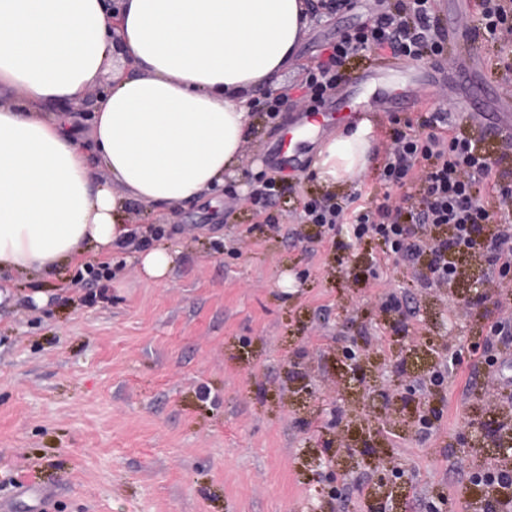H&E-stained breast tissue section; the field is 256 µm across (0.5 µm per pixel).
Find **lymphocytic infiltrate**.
I'll return each mask as SVG.
<instances>
[{
	"mask_svg": "<svg viewBox=\"0 0 512 512\" xmlns=\"http://www.w3.org/2000/svg\"><path fill=\"white\" fill-rule=\"evenodd\" d=\"M482 20L461 22L465 35L495 43L512 41V0H481ZM447 40L436 0H378L371 20L350 27L331 44L325 58L301 68V84L312 100L331 96L350 57L373 48L418 62L440 57ZM425 137L393 127L381 178L405 186L404 205L391 206L370 187L351 207L327 196L310 199L302 219L310 224H348L356 238H369L380 259L397 256L414 267L411 285L427 290L456 281L457 260L485 258L499 279L512 275V144L481 149L470 131L449 124L441 106L419 118ZM493 177L496 195L485 198L476 181Z\"/></svg>",
	"mask_w": 512,
	"mask_h": 512,
	"instance_id": "obj_1",
	"label": "lymphocytic infiltrate"
}]
</instances>
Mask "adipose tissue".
I'll use <instances>...</instances> for the list:
<instances>
[{
    "instance_id": "adipose-tissue-1",
    "label": "adipose tissue",
    "mask_w": 512,
    "mask_h": 512,
    "mask_svg": "<svg viewBox=\"0 0 512 512\" xmlns=\"http://www.w3.org/2000/svg\"><path fill=\"white\" fill-rule=\"evenodd\" d=\"M308 24L304 0H0V272L111 253L124 198L174 207L235 175L249 94L294 63ZM96 84L88 140L45 115ZM372 148L366 122L330 138L323 184L361 175Z\"/></svg>"
}]
</instances>
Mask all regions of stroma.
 <instances>
[{"mask_svg": "<svg viewBox=\"0 0 512 512\" xmlns=\"http://www.w3.org/2000/svg\"><path fill=\"white\" fill-rule=\"evenodd\" d=\"M477 0H440L449 37L446 59L472 50L496 54L495 44H467L457 35L461 15L477 19ZM373 0L314 20L295 66L280 76L302 101L299 65L313 62L350 26L370 19ZM360 52L345 83L368 75V93L392 94L429 62L393 72ZM297 112L279 119L253 116L242 153L244 186L226 181L215 194L170 209L127 200L122 223L137 234L106 259L112 279L106 298L90 301L80 270L44 282L23 272L0 277V499L12 512H310L330 484L315 465L336 445H364L367 427H383L387 400L368 401L375 381L392 387L382 361L391 343L383 311L387 295L415 308L412 349L433 352L435 365L464 348L446 378V397L434 432L389 434L374 443L405 471L409 492L392 512H430L441 490L451 512H476L461 498L470 471L461 438L470 413L461 393L471 366L480 370L482 415L489 426L512 419V404L496 386L466 313L474 277L490 281L478 260H459L454 287L418 291L405 265L372 262L364 243L338 249L346 225L301 222L305 201L332 195L350 200L364 184L401 202L403 190L377 183L391 115L373 123L378 152L361 178L325 187L316 169L323 143L340 130L332 121L300 147L302 166L271 162L269 149ZM291 190L272 212L277 225L258 227L250 194L267 179ZM165 247L174 265L159 282L143 278L139 254ZM355 328L369 353L362 381H346L332 351ZM316 390L306 398L301 388ZM375 472L341 477L327 512H368Z\"/></svg>", "mask_w": 512, "mask_h": 512, "instance_id": "obj_1", "label": "stroma"}]
</instances>
